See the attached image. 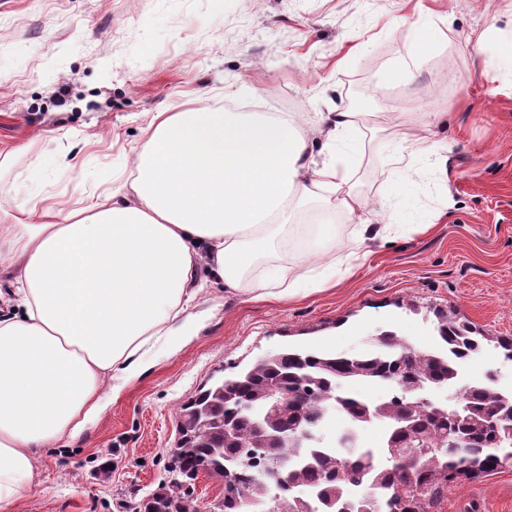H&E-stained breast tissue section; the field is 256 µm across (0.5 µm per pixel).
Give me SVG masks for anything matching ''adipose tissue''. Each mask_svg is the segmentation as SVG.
<instances>
[{
  "label": "adipose tissue",
  "instance_id": "1",
  "mask_svg": "<svg viewBox=\"0 0 512 512\" xmlns=\"http://www.w3.org/2000/svg\"><path fill=\"white\" fill-rule=\"evenodd\" d=\"M318 121L331 149L324 159L289 113L161 110L117 188L75 209L30 195L0 209V266L13 275L0 296L8 311L0 318V512L39 484L38 450L77 437L100 412L107 379L147 372L148 352L173 341L207 281L288 300L352 274L353 260L327 259L336 239L324 213L305 233L309 255L324 261L317 278H290L284 255L253 277L286 240L294 201L326 190L361 239L388 237V195L370 200L350 184L362 112L337 109ZM447 123L444 112L394 114L396 155ZM428 145L432 155L445 148Z\"/></svg>",
  "mask_w": 512,
  "mask_h": 512
}]
</instances>
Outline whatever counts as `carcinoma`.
<instances>
[{"label":"carcinoma","mask_w":512,"mask_h":512,"mask_svg":"<svg viewBox=\"0 0 512 512\" xmlns=\"http://www.w3.org/2000/svg\"><path fill=\"white\" fill-rule=\"evenodd\" d=\"M434 315L444 350L413 348L386 331L374 351L336 357L286 349L215 380L180 407L175 469L190 479L200 471L211 476L237 463L246 474L284 471L293 487L307 484L312 493L309 501L288 498V512H367L366 501L373 493L386 498V512H429L454 483L511 469L512 439H502L491 420L512 408V390L501 389L494 372L460 389L457 366L492 342L512 360V341L478 336L453 313L438 310ZM385 376L392 378L393 394L383 399L344 392L350 383L379 385ZM270 383L288 391V403L260 419L279 434L263 443L256 413L263 411ZM432 387L448 388L455 395V408L434 403L406 407L417 392ZM333 404L348 419L349 434L341 439L346 454L321 444L332 424L325 409ZM227 417L236 423L232 443L222 435ZM376 420L386 423L384 448L353 446L350 435ZM453 439L464 441V447L439 450ZM418 442L424 448L416 463L401 469L397 458ZM164 497L176 503L175 512H198L186 492L173 490Z\"/></svg>","instance_id":"1"}]
</instances>
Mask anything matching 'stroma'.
<instances>
[{"label":"stroma","mask_w":512,"mask_h":512,"mask_svg":"<svg viewBox=\"0 0 512 512\" xmlns=\"http://www.w3.org/2000/svg\"><path fill=\"white\" fill-rule=\"evenodd\" d=\"M422 3L453 20L439 22L409 77L396 72L414 44L403 0H0V152L14 155L0 169L5 209L27 192L76 206L82 190L111 189L163 108L232 104L307 122L346 107L355 85L366 112L448 115L436 130L448 143L442 169H423L416 147L394 162L391 142L363 132L351 183L367 198L389 191L401 227L368 248L336 215L337 260L359 256L352 277L287 302L207 284L152 368L104 386L83 432L39 452L40 484L8 512H131L178 479L181 404L226 368L282 348L356 355L386 331L428 345L437 308L512 338V72L498 63L497 38L472 51L487 27L512 30V0ZM352 44L359 52L342 61ZM459 369L468 383L496 371L512 388L501 349ZM436 512H512V469L449 487Z\"/></svg>","instance_id":"35a3bbf8"}]
</instances>
